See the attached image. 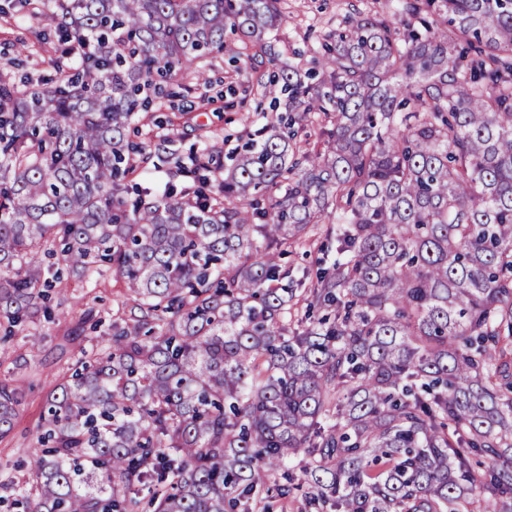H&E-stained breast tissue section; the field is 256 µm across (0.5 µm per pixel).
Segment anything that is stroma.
Returning a JSON list of instances; mask_svg holds the SVG:
<instances>
[{"mask_svg":"<svg viewBox=\"0 0 512 512\" xmlns=\"http://www.w3.org/2000/svg\"><path fill=\"white\" fill-rule=\"evenodd\" d=\"M390 6V0H280L282 23L274 45L281 64L308 66L314 48L326 35L342 29L346 18L375 16L388 12ZM54 27L48 18L25 11L0 19V75L24 74L36 82L49 79L50 60L58 46ZM16 57L21 60L17 67L12 64ZM204 70L206 80L200 84L175 76L170 102L139 112L134 127L143 142L168 136L167 148L175 158L184 159L211 146L218 150L221 164L228 166L237 147L264 123L241 103L246 91L256 88L259 74L243 69L241 61L228 52L207 59ZM335 257L328 227L321 224L305 244L289 247L280 262L299 274ZM126 297L124 280L114 272L91 284L70 278L64 296L52 303L51 319L0 342V380L15 381L22 389L13 428L0 439L1 483L23 479L55 385L69 375L84 351L106 345ZM89 310L95 313L97 327L71 334V327ZM33 334L41 336L40 347H31Z\"/></svg>","mask_w":512,"mask_h":512,"instance_id":"35a3bbf8","label":"stroma"}]
</instances>
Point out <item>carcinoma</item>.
<instances>
[{"instance_id":"carcinoma-1","label":"carcinoma","mask_w":512,"mask_h":512,"mask_svg":"<svg viewBox=\"0 0 512 512\" xmlns=\"http://www.w3.org/2000/svg\"><path fill=\"white\" fill-rule=\"evenodd\" d=\"M50 14L47 83L0 78V328L32 322L48 263L125 279L129 314L48 401L23 512H512V0H397L279 66V0H19ZM237 41L285 102L216 189L129 182L166 140L135 114ZM332 115L327 151L295 126ZM204 184L210 148L177 161ZM336 221L305 279L280 255ZM21 389L0 381V438Z\"/></svg>"}]
</instances>
